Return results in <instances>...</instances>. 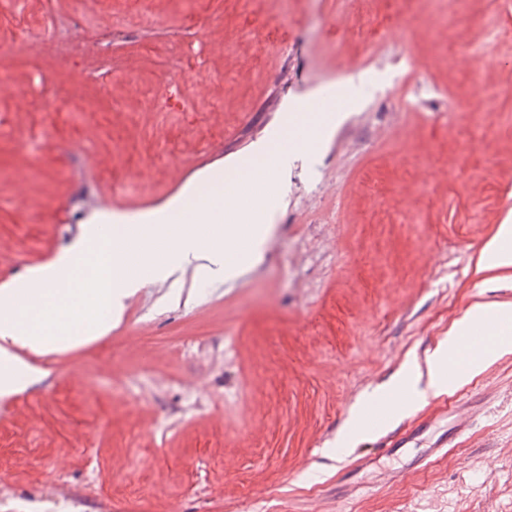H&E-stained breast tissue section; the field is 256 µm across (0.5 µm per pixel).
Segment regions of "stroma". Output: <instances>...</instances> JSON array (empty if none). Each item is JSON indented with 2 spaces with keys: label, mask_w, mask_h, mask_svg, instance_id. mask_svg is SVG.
<instances>
[{
  "label": "stroma",
  "mask_w": 512,
  "mask_h": 512,
  "mask_svg": "<svg viewBox=\"0 0 512 512\" xmlns=\"http://www.w3.org/2000/svg\"><path fill=\"white\" fill-rule=\"evenodd\" d=\"M1 43L24 93L0 96V286L208 184L269 230L236 278L187 267L102 336L21 350L0 512H512V353L452 389L469 427L424 470L448 417L367 401L474 303L512 302V270L477 267L512 216V0H0ZM352 76L314 148L241 174Z\"/></svg>",
  "instance_id": "obj_1"
}]
</instances>
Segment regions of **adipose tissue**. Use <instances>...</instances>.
Wrapping results in <instances>:
<instances>
[{
  "instance_id": "adipose-tissue-1",
  "label": "adipose tissue",
  "mask_w": 512,
  "mask_h": 512,
  "mask_svg": "<svg viewBox=\"0 0 512 512\" xmlns=\"http://www.w3.org/2000/svg\"><path fill=\"white\" fill-rule=\"evenodd\" d=\"M485 320L490 324V334L495 339L493 347L468 352L465 338L472 323ZM468 355V368L478 371L498 357L512 352V303L504 302L495 307L477 303L448 332V339L427 357L426 371H414L399 387V395L414 404L426 402L429 397L439 395L453 387L447 374L448 363L454 355Z\"/></svg>"
}]
</instances>
